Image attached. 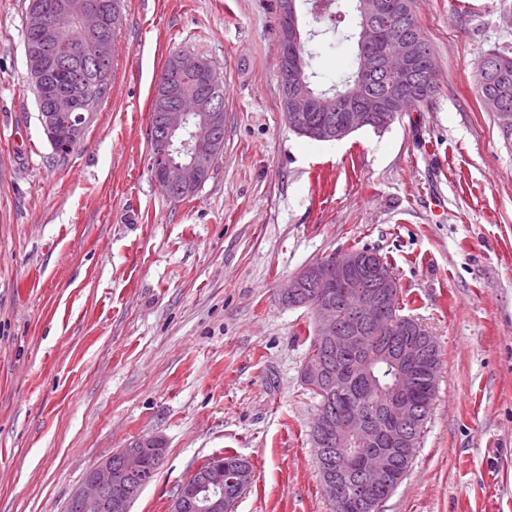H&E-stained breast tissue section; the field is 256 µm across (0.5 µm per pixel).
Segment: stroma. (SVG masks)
Listing matches in <instances>:
<instances>
[{
    "instance_id": "1",
    "label": "stroma",
    "mask_w": 512,
    "mask_h": 512,
    "mask_svg": "<svg viewBox=\"0 0 512 512\" xmlns=\"http://www.w3.org/2000/svg\"><path fill=\"white\" fill-rule=\"evenodd\" d=\"M276 0H122L110 88L83 142L38 120L25 0H0V512H64L87 472L143 437L166 452L131 512H169L204 462L254 477L233 512H332L300 370L301 268L352 247L390 261L440 348L436 400L382 512H512V130L475 81L512 52V0H413L439 73L384 132L289 130ZM188 50L224 79V154L192 199L151 172L155 78ZM355 41L322 45L328 86Z\"/></svg>"
}]
</instances>
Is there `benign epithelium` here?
Masks as SVG:
<instances>
[{"label":"benign epithelium","instance_id":"benign-epithelium-1","mask_svg":"<svg viewBox=\"0 0 512 512\" xmlns=\"http://www.w3.org/2000/svg\"><path fill=\"white\" fill-rule=\"evenodd\" d=\"M366 21V32L361 44L362 56L370 48L381 45L394 53L390 72L399 82L420 76L430 86L438 85V74L429 62L425 49L405 29L396 24L380 28L373 20L391 10L383 0H361ZM279 72L284 116L290 123L302 124L301 131L315 141H338L358 128L380 119L391 121L395 113L385 112L379 101L362 106L357 90L369 80L371 70L362 66L356 78V91L336 97L332 107L322 98L312 95L302 80L303 60L299 55L304 42L298 27L297 0H278ZM106 15L85 0H55L51 11H33L28 28L38 37L43 50L27 54V67L34 81L48 90L44 103V124L52 135L66 130V140L75 142L81 136L84 124L91 119L94 99L85 94H60L53 90V75L63 65L61 49L67 43V31L72 24L80 25L87 38V46L74 50L76 54L91 53L102 64L112 53V44L102 36ZM167 91L174 95L168 109L157 116L153 127L156 143L154 177L174 192L199 187L209 171L216 141L224 121L214 95V77L210 64L190 52L178 54L175 70L165 76ZM364 263L360 255L347 250L331 256L314 266L307 265L293 275L284 290L287 302L309 305L315 316V334L318 344L336 348L341 355L349 347L361 349L345 375L336 377V391L346 387L347 375L355 376L362 384L361 396L373 403L379 394L390 392L391 422L385 430L376 424H364L354 410L338 414L336 422H317L319 432L313 445L336 443L338 448H354V453H323L316 456L318 465L336 475L355 473L357 482L350 490L344 484L322 481L325 494L338 497L347 512H367L373 507L372 496L398 484L402 475L395 471L389 459L372 454V449L383 442L402 449L409 458L419 446L415 436L404 430L410 420L418 416L414 398L415 376L424 373L430 388L437 385L439 365L424 350L405 346L396 351L379 350L372 337L403 336L407 318L394 314L392 299L399 296V282L395 274L372 252ZM365 273L375 281L376 290L358 294L353 278ZM324 286L322 294L313 299L299 295L300 285L310 276ZM354 299L352 326L343 324L335 297ZM326 366L322 359L307 360L301 377L311 385L320 380ZM161 439L144 437L138 444L124 449L118 456H109L96 464L86 475L84 487L74 494L71 507L80 512H123L124 496H137L152 480V473L144 467V453L159 450ZM238 474L239 483L252 480V466L248 461L238 464L233 471L221 461L211 463L196 481L183 485L174 506L178 512H224V488L230 476Z\"/></svg>","mask_w":512,"mask_h":512}]
</instances>
